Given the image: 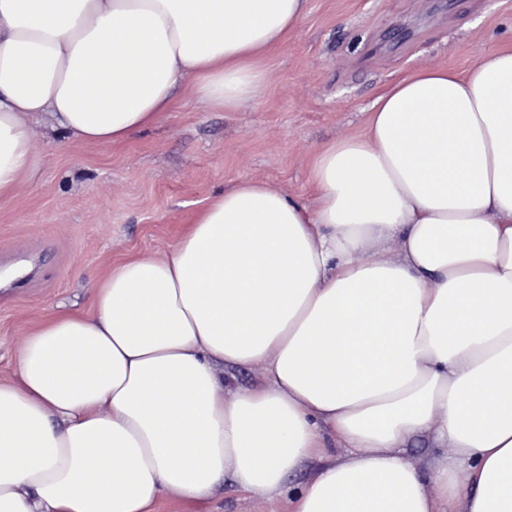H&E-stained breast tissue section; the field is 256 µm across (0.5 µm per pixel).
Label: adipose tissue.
<instances>
[{
  "label": "adipose tissue",
  "instance_id": "obj_1",
  "mask_svg": "<svg viewBox=\"0 0 512 512\" xmlns=\"http://www.w3.org/2000/svg\"><path fill=\"white\" fill-rule=\"evenodd\" d=\"M306 2L0 0V198L37 172L34 120L113 144L187 83L258 99ZM309 181L310 206L239 181L25 340L0 512H152L228 475L273 495L308 466L292 512H512V50L403 77ZM256 365L225 396V368Z\"/></svg>",
  "mask_w": 512,
  "mask_h": 512
}]
</instances>
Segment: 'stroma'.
I'll use <instances>...</instances> for the list:
<instances>
[{
    "label": "stroma",
    "mask_w": 512,
    "mask_h": 512,
    "mask_svg": "<svg viewBox=\"0 0 512 512\" xmlns=\"http://www.w3.org/2000/svg\"><path fill=\"white\" fill-rule=\"evenodd\" d=\"M512 45V0H307L300 28L263 59L264 94L228 111L180 89L151 127L121 143L36 125L33 179L0 199V379L45 321L87 309L117 264L160 256L214 197L243 179L310 201L314 152L362 134L374 100L422 66L466 71ZM297 471L274 498L225 480L204 512H290Z\"/></svg>",
    "instance_id": "1"
}]
</instances>
